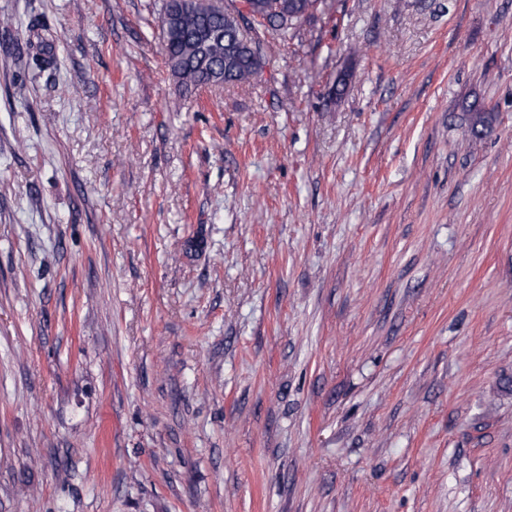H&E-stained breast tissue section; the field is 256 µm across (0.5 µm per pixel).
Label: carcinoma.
I'll use <instances>...</instances> for the list:
<instances>
[{
  "mask_svg": "<svg viewBox=\"0 0 512 512\" xmlns=\"http://www.w3.org/2000/svg\"><path fill=\"white\" fill-rule=\"evenodd\" d=\"M321 0H244L245 9H229L220 0H200L183 10L175 0H162V53L171 75L193 87H215L216 73L224 83L259 84L263 80L264 41L260 31L275 33L282 44L297 38L302 24L314 16ZM37 42L34 59L40 70L55 65L46 53L47 33L32 25ZM471 134L481 136L492 121L489 112H469Z\"/></svg>",
  "mask_w": 512,
  "mask_h": 512,
  "instance_id": "1",
  "label": "carcinoma"
}]
</instances>
